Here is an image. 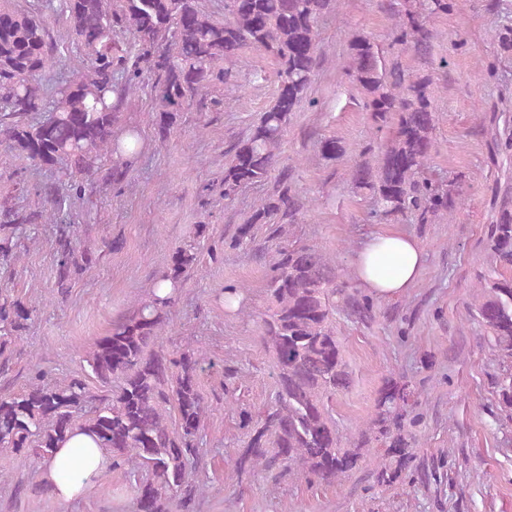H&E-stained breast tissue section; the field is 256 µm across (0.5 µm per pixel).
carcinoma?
<instances>
[{
  "label": "carcinoma",
  "instance_id": "carcinoma-1",
  "mask_svg": "<svg viewBox=\"0 0 512 512\" xmlns=\"http://www.w3.org/2000/svg\"><path fill=\"white\" fill-rule=\"evenodd\" d=\"M460 0H385L394 20L391 43L427 54L436 37L430 19L446 15ZM345 0H224V19L206 10L203 0H63L61 15L80 51L77 76L49 89L44 75L66 65V52L50 40L48 23L38 13L0 6V139L37 168L63 165L44 192L49 214L0 205V259L19 257L24 226L56 225L59 283L88 271L92 253L77 247L73 226L60 220L66 206L86 196L110 155L106 184L120 185L128 160L137 154L138 130L124 123L123 108L154 76L150 91L156 125L165 139L180 112L197 97L214 110L224 107L219 91L235 89L227 64L251 48L275 66L277 93L248 133L227 151L224 201L249 187L275 179L263 203L237 225L224 246L243 249L254 243V227L269 225L270 247L261 341L271 354L275 391L260 412H239L246 446L234 461L236 484L265 474L288 472L313 484L338 483L373 457L372 476L389 488L402 474L418 472L423 483L433 474L417 470L414 431L419 395L398 381L380 389L366 428L343 441L333 399L348 390L352 375L333 322L341 310L357 322L380 315L377 301L340 279L312 246L287 236L309 201L292 183V168L281 156L282 139L306 100L322 59L317 53L318 21ZM130 33L137 52L119 50L118 30ZM361 89L365 111L377 130L392 131L388 141L372 143L374 159L351 168L355 188L367 191L371 214L382 220L413 215L430 224L456 209L455 190L425 177L434 150L438 121L431 74L414 77L398 62L386 66L384 51L355 34L342 66ZM40 112L37 121L31 114ZM329 160L344 152L335 137L319 140ZM488 274L474 295L478 322L488 333L497 369L493 392L505 420L512 422V197L503 196L487 226ZM195 248H182L154 279L146 299L112 321L86 359L101 394L91 393L86 376L76 374L50 385L46 371L29 372L26 387L0 394V453L39 460L75 430L94 436L112 454L136 512H196L203 483L191 477L202 468L198 446L208 405L199 377L212 363L197 348L168 350L163 334L197 263ZM33 309L7 287H0V378L11 370L12 354Z\"/></svg>",
  "mask_w": 512,
  "mask_h": 512
}]
</instances>
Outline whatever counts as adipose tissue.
Here are the masks:
<instances>
[{"instance_id":"adipose-tissue-1","label":"adipose tissue","mask_w":512,"mask_h":512,"mask_svg":"<svg viewBox=\"0 0 512 512\" xmlns=\"http://www.w3.org/2000/svg\"><path fill=\"white\" fill-rule=\"evenodd\" d=\"M427 253L413 235L390 230L372 233L358 245L353 272L361 288L385 299L408 294L417 283ZM112 457L85 433L74 434L52 457L41 460L40 480L57 500L69 503L94 489Z\"/></svg>"}]
</instances>
